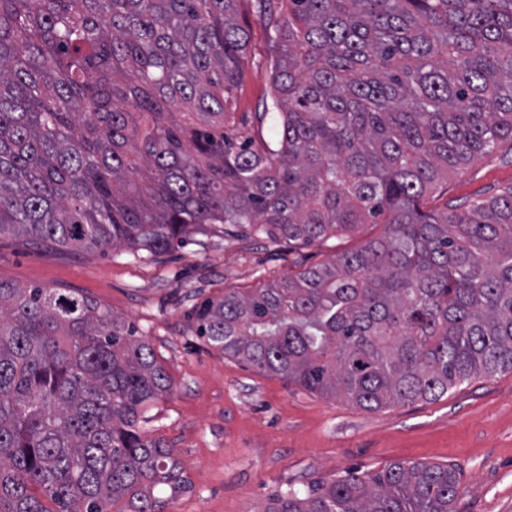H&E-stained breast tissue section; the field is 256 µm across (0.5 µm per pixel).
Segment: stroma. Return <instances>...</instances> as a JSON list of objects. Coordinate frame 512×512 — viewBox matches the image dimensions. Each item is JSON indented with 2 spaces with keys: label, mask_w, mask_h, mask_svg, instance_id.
<instances>
[{
  "label": "stroma",
  "mask_w": 512,
  "mask_h": 512,
  "mask_svg": "<svg viewBox=\"0 0 512 512\" xmlns=\"http://www.w3.org/2000/svg\"><path fill=\"white\" fill-rule=\"evenodd\" d=\"M231 108L238 136L270 132L277 48L259 21ZM267 115L256 126V113ZM512 183V154L500 149L448 178V194L487 197ZM381 225L321 246H292L232 232L197 235L153 261L127 251L47 250L0 237V280L67 288L136 326L171 377L154 405L150 438L172 448L189 487L167 512H259L275 494L396 462L451 465L460 475L456 512H512V372L480 378L435 400L365 410L257 373L209 348L191 314L227 288H253L361 246Z\"/></svg>",
  "instance_id": "stroma-1"
}]
</instances>
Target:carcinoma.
<instances>
[{"label": "carcinoma", "instance_id": "obj_1", "mask_svg": "<svg viewBox=\"0 0 512 512\" xmlns=\"http://www.w3.org/2000/svg\"><path fill=\"white\" fill-rule=\"evenodd\" d=\"M242 0H0V236L153 260L228 228L351 252L192 313L259 373L366 410L512 371V184L424 203L512 150V0H271L280 122L224 131ZM171 380L138 329L68 288L0 280V512H167L186 487L144 424ZM43 492L49 509L32 491ZM448 465L393 463L262 512H455Z\"/></svg>", "mask_w": 512, "mask_h": 512}]
</instances>
